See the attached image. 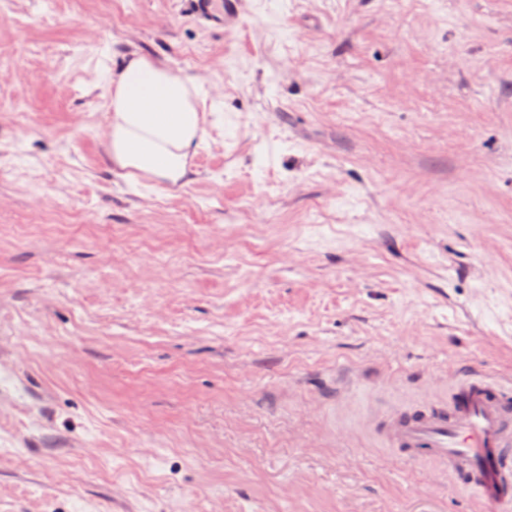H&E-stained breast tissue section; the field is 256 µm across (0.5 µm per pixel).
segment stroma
I'll return each instance as SVG.
<instances>
[{"instance_id": "35a3bbf8", "label": "stroma", "mask_w": 512, "mask_h": 512, "mask_svg": "<svg viewBox=\"0 0 512 512\" xmlns=\"http://www.w3.org/2000/svg\"><path fill=\"white\" fill-rule=\"evenodd\" d=\"M0 0V512H503L375 426L512 379V0ZM189 179L107 155L132 54ZM107 153L112 167L139 178L177 183L206 131L202 87L163 62L137 55L112 72Z\"/></svg>"}]
</instances>
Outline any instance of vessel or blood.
<instances>
[{
    "mask_svg": "<svg viewBox=\"0 0 512 512\" xmlns=\"http://www.w3.org/2000/svg\"><path fill=\"white\" fill-rule=\"evenodd\" d=\"M381 434L403 458L433 460L512 512V391L500 382L460 372L447 401L394 415Z\"/></svg>",
    "mask_w": 512,
    "mask_h": 512,
    "instance_id": "b4317fda",
    "label": "vessel or blood"
}]
</instances>
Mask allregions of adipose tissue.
I'll return each instance as SVG.
<instances>
[{"instance_id": "adipose-tissue-1", "label": "adipose tissue", "mask_w": 512, "mask_h": 512, "mask_svg": "<svg viewBox=\"0 0 512 512\" xmlns=\"http://www.w3.org/2000/svg\"><path fill=\"white\" fill-rule=\"evenodd\" d=\"M107 153L128 180L176 183L206 131L202 87L163 62L138 55L113 72Z\"/></svg>"}]
</instances>
